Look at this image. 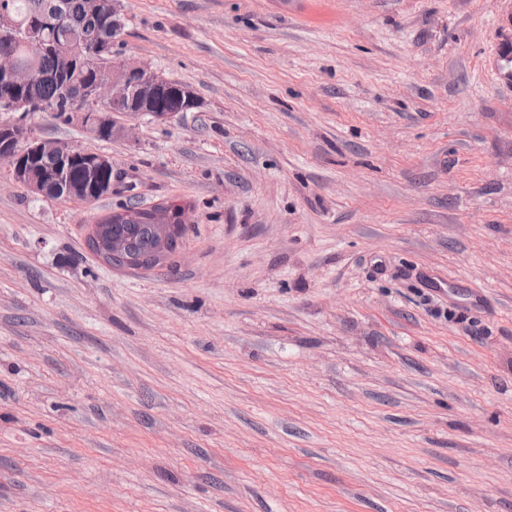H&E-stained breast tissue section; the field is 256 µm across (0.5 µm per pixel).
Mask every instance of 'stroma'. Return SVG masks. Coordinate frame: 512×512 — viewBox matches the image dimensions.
Instances as JSON below:
<instances>
[{
  "label": "stroma",
  "mask_w": 512,
  "mask_h": 512,
  "mask_svg": "<svg viewBox=\"0 0 512 512\" xmlns=\"http://www.w3.org/2000/svg\"><path fill=\"white\" fill-rule=\"evenodd\" d=\"M192 111L0 162V512H512V0H120ZM189 211L152 270L89 224ZM18 125L4 126L0 124V161L7 163L10 167L13 178L17 183L24 185L31 193L38 196H45L47 188L45 187L49 174L44 171L55 167L53 173L54 180L59 181L65 175L73 162H76L70 170V178L77 182H63L65 190L73 194H82L78 196V200L84 202L96 201L105 194L112 192V160L106 155L97 156L92 162L90 159L94 158L98 153L88 152L81 150L85 153L82 158V153L72 145L63 142L47 139L33 138L25 146L20 143L24 138L17 134ZM43 154L54 157H39ZM28 159H36L34 163L42 168L36 169L35 165ZM56 163V164H55ZM93 165L100 169H96ZM56 165V166H55ZM109 169V170H108ZM107 170V171H101ZM80 182V183H79ZM85 184V187L83 184Z\"/></svg>",
  "instance_id": "1"
}]
</instances>
